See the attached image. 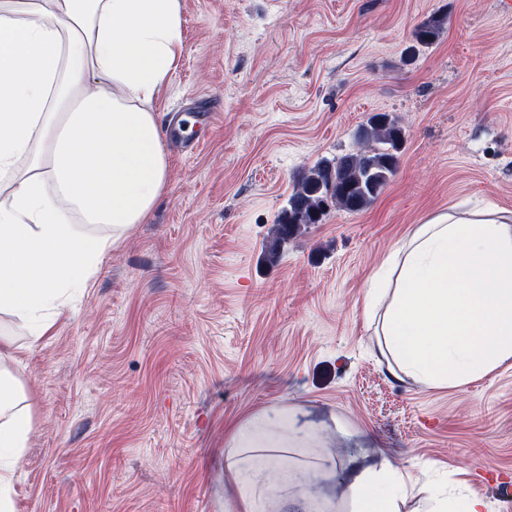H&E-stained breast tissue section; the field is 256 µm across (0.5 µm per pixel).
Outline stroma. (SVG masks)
Returning a JSON list of instances; mask_svg holds the SVG:
<instances>
[{"instance_id":"1","label":"stroma","mask_w":512,"mask_h":512,"mask_svg":"<svg viewBox=\"0 0 512 512\" xmlns=\"http://www.w3.org/2000/svg\"><path fill=\"white\" fill-rule=\"evenodd\" d=\"M443 16L437 41L415 28ZM182 49L154 103L168 186L37 343L9 314L30 405L16 512H233L239 428L294 437L244 469L254 512H351L389 464L512 512V360L461 387L396 379L362 305L417 224L457 204L512 211V12L502 0H181ZM218 111L191 134L175 113ZM405 132L375 203L333 210L262 260L297 179L354 152L369 115ZM332 460L335 470L321 469Z\"/></svg>"}]
</instances>
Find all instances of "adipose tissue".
<instances>
[{
  "label": "adipose tissue",
  "mask_w": 512,
  "mask_h": 512,
  "mask_svg": "<svg viewBox=\"0 0 512 512\" xmlns=\"http://www.w3.org/2000/svg\"><path fill=\"white\" fill-rule=\"evenodd\" d=\"M181 48L180 0H0V312L47 329L42 313L82 291L102 258L144 223L168 184L152 103ZM29 158L18 170L20 158ZM85 224H107L91 236ZM366 318L396 378L458 387L512 359V212L450 209L396 243L369 278ZM0 512H15V464L32 418L3 363ZM284 438L238 433L239 451L274 463ZM409 474L384 466L349 486L353 512H399ZM422 512H491L488 500L434 487Z\"/></svg>",
  "instance_id": "adipose-tissue-1"
}]
</instances>
